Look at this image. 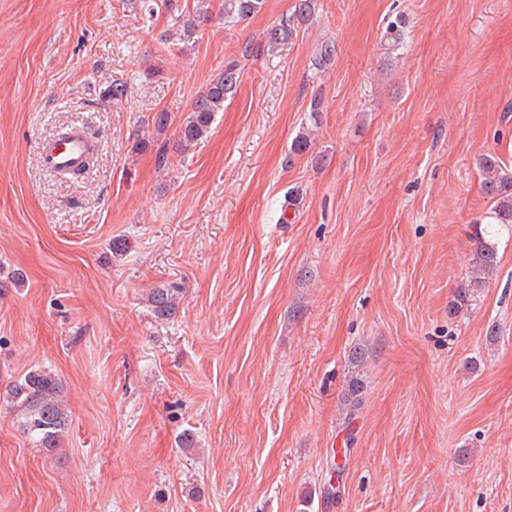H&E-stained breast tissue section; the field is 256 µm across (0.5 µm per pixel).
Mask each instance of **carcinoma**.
Listing matches in <instances>:
<instances>
[{
	"mask_svg": "<svg viewBox=\"0 0 512 512\" xmlns=\"http://www.w3.org/2000/svg\"><path fill=\"white\" fill-rule=\"evenodd\" d=\"M193 11H179L176 0H166L169 13L176 14L180 24V36L185 40L195 33L198 24L212 16V0H194ZM264 0H221L220 10L224 25H239L258 14ZM314 7V0H297L291 15L272 27L263 47L272 50L296 37L299 25L306 22ZM382 39L390 52L399 50L404 41V26L400 21L390 23ZM238 64L229 62L224 70L206 84L192 104L189 115L178 130V148L186 150L208 137L217 113L224 111V102L237 90ZM483 180V193L494 202L492 219L497 224H512V173L504 169L497 156L487 153L477 160ZM473 270L477 277L473 285L480 283L479 276L493 273L499 264L495 243L483 230L475 228L472 235ZM181 289L153 288L147 294V302L156 317L168 319L176 315ZM7 399L18 410V426L34 447L53 456L61 448V442L72 424V418L64 400V386L58 376L46 369L35 368L9 385Z\"/></svg>",
	"mask_w": 512,
	"mask_h": 512,
	"instance_id": "1",
	"label": "carcinoma"
}]
</instances>
